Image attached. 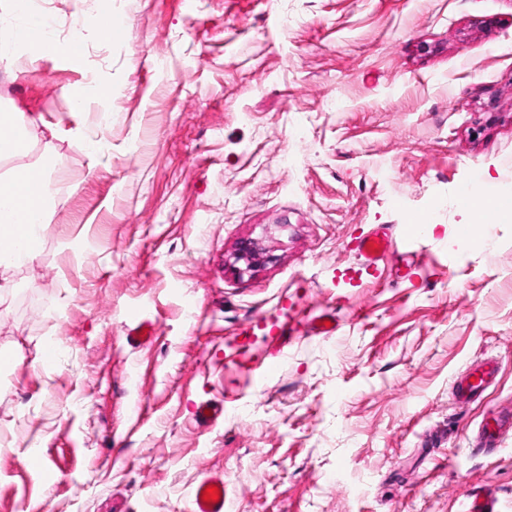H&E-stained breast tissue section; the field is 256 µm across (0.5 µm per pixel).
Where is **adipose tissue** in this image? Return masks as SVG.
I'll list each match as a JSON object with an SVG mask.
<instances>
[{
  "mask_svg": "<svg viewBox=\"0 0 512 512\" xmlns=\"http://www.w3.org/2000/svg\"><path fill=\"white\" fill-rule=\"evenodd\" d=\"M21 26L0 31V61H10L14 44L29 43L35 55L70 51L82 43L81 33L60 41L47 32V18L19 9ZM37 121L24 112L0 113V162L10 170L0 175V263L22 253L24 261L34 260L43 246L42 230L53 206L50 173L52 159L44 154L35 162H24L37 139Z\"/></svg>",
  "mask_w": 512,
  "mask_h": 512,
  "instance_id": "obj_1",
  "label": "adipose tissue"
}]
</instances>
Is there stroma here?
Listing matches in <instances>:
<instances>
[{"mask_svg":"<svg viewBox=\"0 0 512 512\" xmlns=\"http://www.w3.org/2000/svg\"><path fill=\"white\" fill-rule=\"evenodd\" d=\"M45 10L86 43L0 68L56 188L40 255L0 266V512H189L216 471L231 512H512V435L468 451L512 408V221L458 199L512 196V0H112L109 40L97 0ZM414 217L433 234L361 264L354 238ZM474 197L475 191L473 189H467L462 192L460 201L462 204H467L473 200ZM504 201H507V199L481 186L478 188V193L473 202L468 206H462L470 212H473L476 220L480 223H484V215L488 210H495L497 212V218L495 211H490L485 217L486 224H492L495 219L496 222H499L511 215V201L507 204H505ZM264 247L261 242L257 240L247 239L239 244L236 261L243 262L245 267L240 268L241 272L251 271L260 261L265 254ZM497 371L498 362L492 358L474 362L455 379L451 389L453 399L461 406L480 400L496 379ZM512 432V410L492 414L480 425L472 437L469 449L473 453L493 454L500 446L504 434Z\"/></svg>","mask_w":512,"mask_h":512,"instance_id":"1","label":"stroma"}]
</instances>
